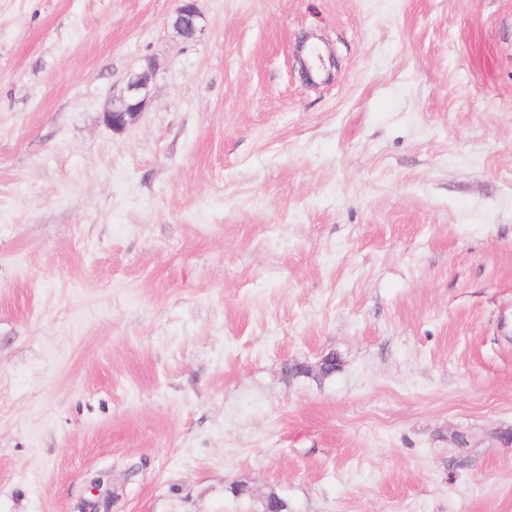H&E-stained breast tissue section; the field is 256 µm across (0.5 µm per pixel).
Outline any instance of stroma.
Returning <instances> with one entry per match:
<instances>
[{
	"mask_svg": "<svg viewBox=\"0 0 512 512\" xmlns=\"http://www.w3.org/2000/svg\"><path fill=\"white\" fill-rule=\"evenodd\" d=\"M177 5L0 0V512H512V0ZM198 0H178L173 27L185 39H194L201 32V13L197 7ZM152 79L153 68L150 64L140 71L132 72L122 94L103 113L104 123L113 131L124 130L144 110Z\"/></svg>",
	"mask_w": 512,
	"mask_h": 512,
	"instance_id": "1",
	"label": "stroma"
}]
</instances>
